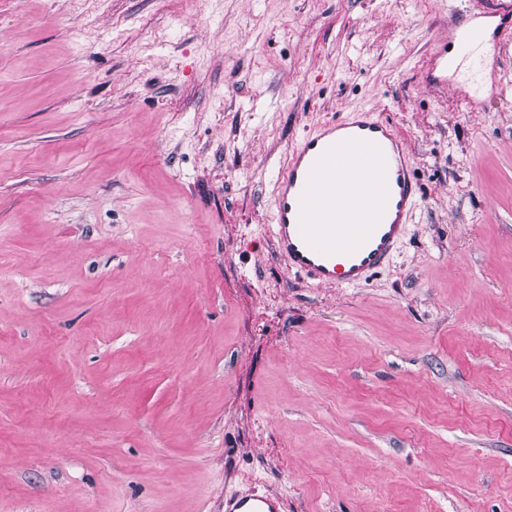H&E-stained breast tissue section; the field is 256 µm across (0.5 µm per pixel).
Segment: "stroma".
<instances>
[{"instance_id": "35a3bbf8", "label": "stroma", "mask_w": 512, "mask_h": 512, "mask_svg": "<svg viewBox=\"0 0 512 512\" xmlns=\"http://www.w3.org/2000/svg\"><path fill=\"white\" fill-rule=\"evenodd\" d=\"M498 2L0 0V512H512V38L448 27ZM360 111L423 199L313 285L274 183ZM282 500L273 495L242 493L224 499V512H282Z\"/></svg>"}]
</instances>
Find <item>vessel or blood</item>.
Here are the masks:
<instances>
[{"mask_svg": "<svg viewBox=\"0 0 512 512\" xmlns=\"http://www.w3.org/2000/svg\"><path fill=\"white\" fill-rule=\"evenodd\" d=\"M366 155L377 164L369 191L336 201V157ZM421 202L413 163L386 120L354 112L319 125L291 150L275 182L274 249L289 270L315 285L352 287L386 268ZM280 498L242 493L224 500V512H283Z\"/></svg>", "mask_w": 512, "mask_h": 512, "instance_id": "b4317fda", "label": "vessel or blood"}]
</instances>
